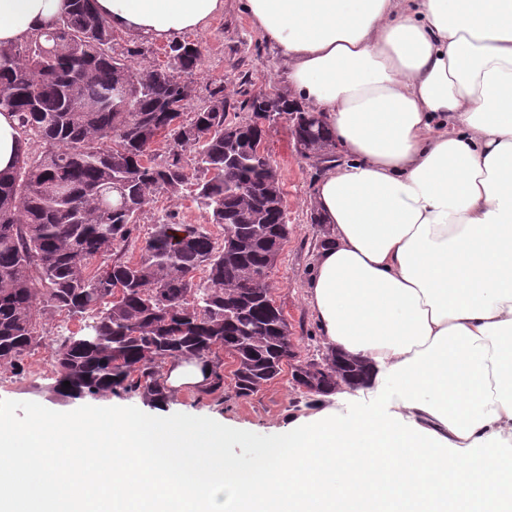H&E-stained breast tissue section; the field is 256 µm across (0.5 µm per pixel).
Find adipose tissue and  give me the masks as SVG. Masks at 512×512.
I'll return each mask as SVG.
<instances>
[{
	"mask_svg": "<svg viewBox=\"0 0 512 512\" xmlns=\"http://www.w3.org/2000/svg\"><path fill=\"white\" fill-rule=\"evenodd\" d=\"M321 113L342 161L316 188L331 235L308 303L366 387L291 423L238 467L223 424L107 412L41 416L0 436L30 448L58 501L72 454L119 443L188 494L147 512H473L512 459V0H239ZM113 29L161 42L224 0H94ZM70 0H0V47Z\"/></svg>",
	"mask_w": 512,
	"mask_h": 512,
	"instance_id": "obj_1",
	"label": "adipose tissue"
}]
</instances>
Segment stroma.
Listing matches in <instances>:
<instances>
[{
	"instance_id": "stroma-1",
	"label": "stroma",
	"mask_w": 512,
	"mask_h": 512,
	"mask_svg": "<svg viewBox=\"0 0 512 512\" xmlns=\"http://www.w3.org/2000/svg\"><path fill=\"white\" fill-rule=\"evenodd\" d=\"M186 40L201 50V62L191 78L192 93L188 111L206 105L214 88L223 87L228 100L229 120L249 118L246 107L257 95H286L285 62L278 50L240 11L236 0H225L224 11L203 32H189ZM266 153L281 175L290 231L270 274L272 297L288 320L295 340L296 362L320 358L326 346L320 329L306 302L305 287L316 261V252L328 233V227L315 223L312 203L315 183L326 169L317 158L301 156L294 144L291 123L278 119L270 125L263 141ZM173 214L183 224H209L188 192L161 194L146 206L138 218L140 233L150 232L165 214ZM78 319L53 310L41 319L43 342L18 366H0V417L14 413L20 423H28L41 414L91 415L106 410L129 413L161 424L172 417L200 422H223L227 439L224 452L231 458L250 456L251 442L238 440V433L252 440L266 441L287 434L290 422L308 418L329 407V398L315 401L302 393L292 380L291 366L258 394L242 399L235 397L231 371L232 360L221 355L226 374L224 388L207 394L191 386L173 391L164 408L148 404L141 395H106L97 399L71 400L56 394V382L50 352L64 336L77 331Z\"/></svg>"
}]
</instances>
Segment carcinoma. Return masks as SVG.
Here are the masks:
<instances>
[{
	"instance_id": "1",
	"label": "carcinoma",
	"mask_w": 512,
	"mask_h": 512,
	"mask_svg": "<svg viewBox=\"0 0 512 512\" xmlns=\"http://www.w3.org/2000/svg\"><path fill=\"white\" fill-rule=\"evenodd\" d=\"M113 33L93 0H72L51 27L0 48V111L15 115L23 144L41 147L23 149L0 173V365L38 345L51 307L84 320L52 353L59 392L68 381L83 399L139 392L162 407L171 396L162 364L197 355L211 363L213 393L224 387L213 361L224 350L235 362V396L248 398L295 357L288 322L270 305L289 227L280 174L256 151L273 122L266 98H252L251 116L232 122L218 87L187 118L199 47L177 40L167 67H136L143 48L116 56ZM275 108L291 116L301 154L334 158L321 115L284 97ZM160 137L169 147L162 160L152 154ZM187 184L229 241L168 214L138 233L152 197ZM177 232L185 236L174 243ZM129 245L139 259L112 257ZM294 369L296 385L317 396L358 388L368 375L333 350Z\"/></svg>"
}]
</instances>
